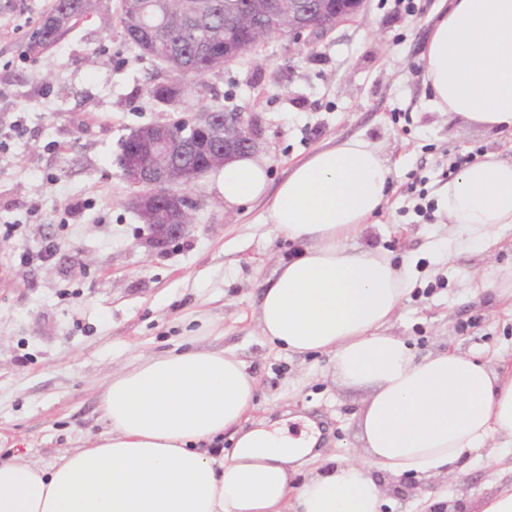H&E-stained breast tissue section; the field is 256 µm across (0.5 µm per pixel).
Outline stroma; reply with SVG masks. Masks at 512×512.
Listing matches in <instances>:
<instances>
[{
	"label": "stroma",
	"mask_w": 512,
	"mask_h": 512,
	"mask_svg": "<svg viewBox=\"0 0 512 512\" xmlns=\"http://www.w3.org/2000/svg\"><path fill=\"white\" fill-rule=\"evenodd\" d=\"M51 4L0 0L1 462L20 454L47 466L94 446L110 430L101 395L113 373L178 346L237 355L260 409L290 411L295 437L316 420L324 455L360 450L366 390L342 384L327 356L288 354L260 333V285L297 250L267 224L266 201L227 211L207 174L184 190L194 203L185 235L162 248L132 208L119 137L215 105L252 114L255 154L274 184L338 141L379 147L392 191L362 240L415 270L393 333L420 357L449 348L512 360V301L475 289L512 272V228L486 251L443 249L455 230L435 207L439 190L460 158H512V135L429 108L421 56L440 0H416L412 14L397 0H365L318 47L272 37L171 106L150 93L164 79L154 60L125 44L120 0H93L55 46L29 57L26 35ZM423 201L433 205L425 215ZM511 482L504 448L498 463L478 455L401 489L388 512H476L481 496Z\"/></svg>",
	"instance_id": "stroma-1"
}]
</instances>
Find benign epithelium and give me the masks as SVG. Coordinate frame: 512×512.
<instances>
[{
	"label": "benign epithelium",
	"instance_id": "benign-epithelium-1",
	"mask_svg": "<svg viewBox=\"0 0 512 512\" xmlns=\"http://www.w3.org/2000/svg\"><path fill=\"white\" fill-rule=\"evenodd\" d=\"M236 8L228 26L243 35L236 46H224V60L233 62L279 35L314 47L329 33L352 18L363 0H246ZM258 133L242 112H226L216 127L217 144L209 146L207 127L194 119L185 123L148 124L123 136L122 172L125 180L140 188L132 205L147 227L151 241L163 246L181 237L188 227L192 202L177 187L182 179L177 159L201 150L208 168L202 177L224 167L234 155L252 152Z\"/></svg>",
	"mask_w": 512,
	"mask_h": 512
}]
</instances>
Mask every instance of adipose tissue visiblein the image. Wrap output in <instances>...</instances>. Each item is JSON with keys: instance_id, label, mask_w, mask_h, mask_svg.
Masks as SVG:
<instances>
[{"instance_id": "adipose-tissue-1", "label": "adipose tissue", "mask_w": 512, "mask_h": 512, "mask_svg": "<svg viewBox=\"0 0 512 512\" xmlns=\"http://www.w3.org/2000/svg\"><path fill=\"white\" fill-rule=\"evenodd\" d=\"M422 61L434 109L512 133V0H448ZM215 189L228 211L266 201L269 223L299 244L261 289V334L328 356L343 384L368 389L361 451L331 465L313 435L252 421L256 385L237 356L171 352L113 375L101 403L111 431L93 447L45 467L0 462V512H382L401 479L456 472L494 438L512 446L511 363L454 349L419 357L391 332L412 265L358 242L391 190L378 147L351 138L318 150L275 187L244 153ZM438 205L458 230L448 251L492 245L512 226V159L473 161ZM225 437L230 447L214 449Z\"/></svg>"}]
</instances>
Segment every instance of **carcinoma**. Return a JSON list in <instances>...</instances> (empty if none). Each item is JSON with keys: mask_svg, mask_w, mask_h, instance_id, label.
Masks as SVG:
<instances>
[{"mask_svg": "<svg viewBox=\"0 0 512 512\" xmlns=\"http://www.w3.org/2000/svg\"><path fill=\"white\" fill-rule=\"evenodd\" d=\"M225 0H209V13L203 26L189 29L184 26V0H169V16L164 23V37L169 45L159 40L158 23L154 19L140 26L126 17H121L125 40L143 54L158 59L170 48L188 51L201 41L214 44L216 51L210 54L188 56L179 61L176 57L169 58L167 69L174 73L178 82L183 84L185 92H196L197 80L214 71H221L224 62V9ZM91 0H54L50 14L45 22L33 28L27 36V50L37 55L53 47L68 31L75 27L91 10ZM204 154H191L180 161L183 182L194 179L196 173L204 169Z\"/></svg>", "mask_w": 512, "mask_h": 512, "instance_id": "carcinoma-1", "label": "carcinoma"}]
</instances>
